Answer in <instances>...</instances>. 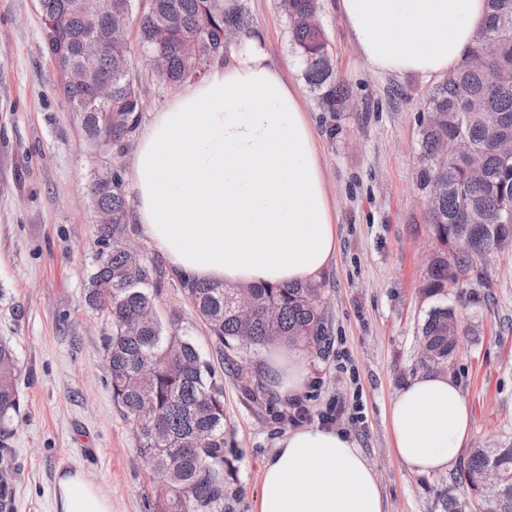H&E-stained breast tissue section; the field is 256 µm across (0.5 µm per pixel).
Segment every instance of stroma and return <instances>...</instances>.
I'll list each match as a JSON object with an SVG mask.
<instances>
[{"instance_id":"35a3bbf8","label":"stroma","mask_w":512,"mask_h":512,"mask_svg":"<svg viewBox=\"0 0 512 512\" xmlns=\"http://www.w3.org/2000/svg\"><path fill=\"white\" fill-rule=\"evenodd\" d=\"M256 37L303 98L336 215L339 251L320 279L330 338L302 351L309 377L280 397L263 373V353L241 351L237 362L256 375L259 402L243 396L234 374L220 368L214 341L194 326L178 281L158 299L180 315L224 385L227 460L224 512H257L263 465L278 439L318 427L330 405L345 407L334 429L363 449L386 512H442L462 492L458 472L417 476L394 455L387 410L422 372L419 328L437 299L420 291L424 267L423 205L414 190L422 98L418 75L371 69L343 20L337 0H321V23L337 80L353 98L344 111H323L303 76L276 0H246ZM131 76L142 111L123 150L89 151L70 118L59 74L43 42L38 0H0V340L15 349L23 405L0 447L10 489L0 512H53L58 470L81 468L112 502V512H155V492L132 430L106 385L103 338L109 326L82 303L96 254L88 185L95 173L132 159L154 112L178 93L157 80L141 55ZM337 136H329L330 126ZM469 300L449 292L476 335H466L448 361L472 410L468 447L512 437V253L490 258ZM364 404L363 421L347 409ZM304 408V420L294 417Z\"/></svg>"}]
</instances>
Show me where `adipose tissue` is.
Listing matches in <instances>:
<instances>
[{"mask_svg": "<svg viewBox=\"0 0 512 512\" xmlns=\"http://www.w3.org/2000/svg\"><path fill=\"white\" fill-rule=\"evenodd\" d=\"M363 57L380 73L441 76L477 37L485 0H339ZM135 219L168 265L202 281H319L338 250L314 133L298 90L259 42L217 60L155 114L133 158ZM265 368L281 396L302 389L297 350ZM393 452L414 474L452 471L471 409L448 374L425 372L389 409ZM258 512H385L373 469L347 435L300 427L267 459ZM54 512H112L82 470H60Z\"/></svg>", "mask_w": 512, "mask_h": 512, "instance_id": "ef3b65f1", "label": "adipose tissue"}]
</instances>
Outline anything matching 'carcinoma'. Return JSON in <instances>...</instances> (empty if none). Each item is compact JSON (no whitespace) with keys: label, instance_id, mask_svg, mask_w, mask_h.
Returning <instances> with one entry per match:
<instances>
[{"label":"carcinoma","instance_id":"obj_1","mask_svg":"<svg viewBox=\"0 0 512 512\" xmlns=\"http://www.w3.org/2000/svg\"><path fill=\"white\" fill-rule=\"evenodd\" d=\"M133 0H99L102 11L83 8V0H40L45 48L57 71L78 61L77 44L86 34H98L99 57L88 64L91 78L112 76V105L101 110L89 104V88L62 87L69 112L82 124L85 146L123 148L141 112L140 96L130 77L134 50L160 51L151 72L160 81L179 85L201 75L205 65L230 50L224 28L234 27L240 43L254 29L245 0H147L137 19V42L116 45L111 28L129 27ZM291 44L304 67L305 80L319 95L323 110L335 112L351 98V90L336 82L328 41L320 21V0H277ZM498 41L491 69L499 84L489 86L487 74L469 66L486 40ZM108 124L112 136L99 129ZM466 137L472 152L466 159L443 155L441 146ZM512 142V0H486V21L458 66L429 89L418 132L416 190L424 195L434 181L446 186L425 213V230L437 241L424 261L421 290L428 297L444 294L479 277L489 257L512 252V160L501 157ZM112 212V223L97 225L96 253L84 288V305L108 318L103 337L112 401L130 424L136 450L152 461L150 475L158 512H224V387L209 362L202 359L189 330L173 317L145 313L157 310V300L169 274L139 248L111 252L109 236L128 239L130 209L119 168L112 185L99 196ZM478 230L461 231L462 214ZM177 280L195 319L224 349H260L282 345L300 349L327 340L321 285H225L179 275ZM248 289L262 308L274 304L278 321L267 323L261 312L241 320L235 300ZM456 315L438 305L421 326V362L427 367L448 363L453 349L448 336ZM17 358L12 345L0 342V441L11 435L20 413ZM490 467L511 476L488 504L489 512H512V440L473 449L459 476L465 492L443 500V512H473L480 473Z\"/></svg>","mask_w":512,"mask_h":512}]
</instances>
